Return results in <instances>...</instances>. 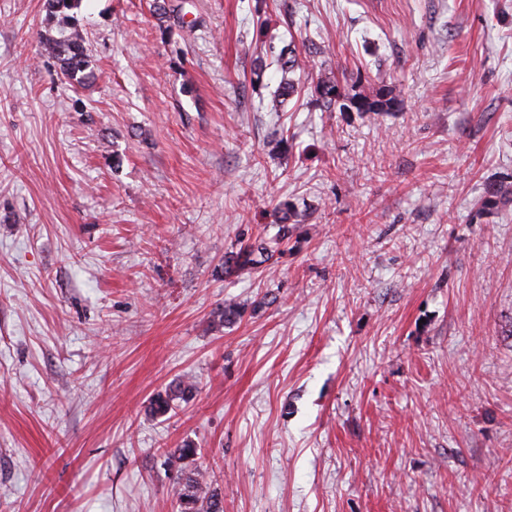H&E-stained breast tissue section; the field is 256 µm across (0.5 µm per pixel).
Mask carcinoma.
<instances>
[{
  "instance_id": "carcinoma-1",
  "label": "carcinoma",
  "mask_w": 512,
  "mask_h": 512,
  "mask_svg": "<svg viewBox=\"0 0 512 512\" xmlns=\"http://www.w3.org/2000/svg\"><path fill=\"white\" fill-rule=\"evenodd\" d=\"M82 0H44L46 17L58 23L57 35L44 37L40 44L41 53L53 59L59 69L64 84L76 90L93 84L97 76L90 67V54L85 30L77 16ZM282 72L293 73L302 68V60L294 50L280 53ZM392 100L383 96L371 98L359 95L353 98V104L361 112H378L390 106ZM276 224L279 229L275 238L266 241L242 244L235 251L224 256L222 273L233 275L243 270H258L266 263L277 262L283 254L281 246L288 241L291 228L288 221L295 217L288 205L275 209ZM244 308L234 300L224 301V305L212 312L213 322L218 324L235 323L241 320ZM194 384L179 381L165 393H159L151 400V412L163 416L169 413L177 403L192 396ZM171 491L177 498L180 512H224V493L213 485L198 469H177L172 479Z\"/></svg>"
}]
</instances>
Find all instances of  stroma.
Segmentation results:
<instances>
[{
  "instance_id": "stroma-1",
  "label": "stroma",
  "mask_w": 512,
  "mask_h": 512,
  "mask_svg": "<svg viewBox=\"0 0 512 512\" xmlns=\"http://www.w3.org/2000/svg\"><path fill=\"white\" fill-rule=\"evenodd\" d=\"M167 2L82 0L74 91L0 0V512H180L186 443L224 512H512V0ZM276 224H278V233L275 238L258 240L254 243L242 244L236 251H231L224 256V266L222 273L224 276H230L243 270H258L266 263H275L284 253L281 246L288 241V235L291 228L288 221L295 217L288 205L283 204L275 209ZM278 255V258L275 256ZM271 263V264H272ZM194 384L191 381H179L175 386L170 387L164 394L159 393L151 400V412L163 416L169 413L177 403L186 401L192 396Z\"/></svg>"
}]
</instances>
